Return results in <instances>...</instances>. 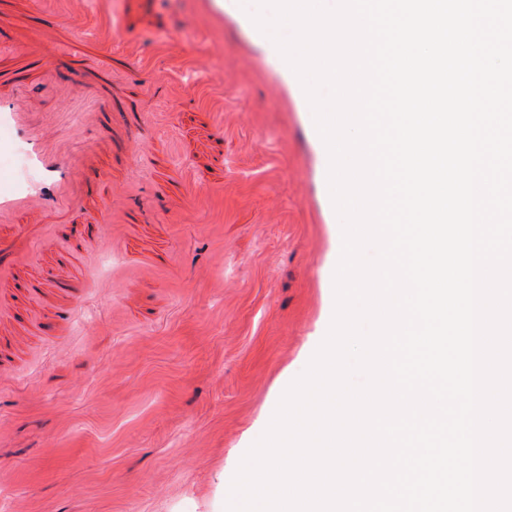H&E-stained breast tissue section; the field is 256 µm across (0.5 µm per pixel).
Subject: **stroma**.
<instances>
[{
    "label": "stroma",
    "instance_id": "1",
    "mask_svg": "<svg viewBox=\"0 0 512 512\" xmlns=\"http://www.w3.org/2000/svg\"><path fill=\"white\" fill-rule=\"evenodd\" d=\"M112 2L0 0V75L66 149L96 148L83 209L0 227L26 244L0 286V499L10 512H226L333 316L328 152L296 75L236 0L220 15L210 0H144L128 27ZM74 24L111 61V94L86 93L84 64L61 54ZM85 112L104 125L78 123Z\"/></svg>",
    "mask_w": 512,
    "mask_h": 512
}]
</instances>
